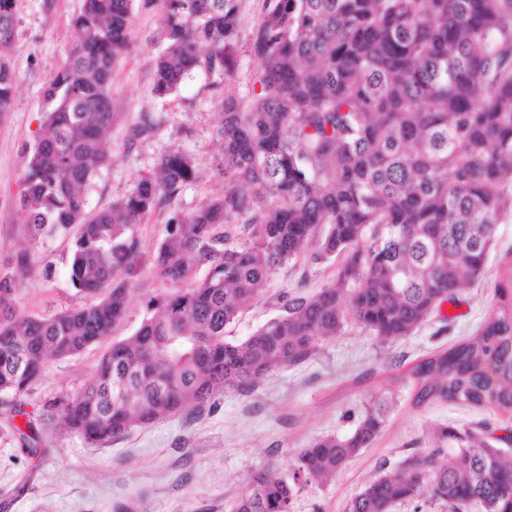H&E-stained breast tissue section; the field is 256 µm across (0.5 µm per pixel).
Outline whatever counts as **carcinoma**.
Wrapping results in <instances>:
<instances>
[{
	"label": "carcinoma",
	"instance_id": "obj_1",
	"mask_svg": "<svg viewBox=\"0 0 512 512\" xmlns=\"http://www.w3.org/2000/svg\"><path fill=\"white\" fill-rule=\"evenodd\" d=\"M132 2L84 0L23 165L25 231L36 241L77 228L70 281L101 298L17 319L15 281L33 254L0 271V393L26 391L47 362L79 354L125 319L138 225L196 179L190 154L173 150L128 194L87 210L86 190L108 163L112 72L130 45ZM162 5L155 93L177 92L197 71L233 79L239 0ZM15 38V0H0V112L15 92ZM247 52L258 68L243 94L224 98L216 131L224 193L173 215L153 253L171 291L148 300L133 336L112 344L85 388L52 404L58 424L91 445L254 387L350 323L384 341L413 334L484 277L496 226L512 212V0H263ZM156 126L146 113L131 138ZM240 219L246 238L233 243L228 228ZM311 245L315 261L341 258L336 279L288 295L284 314L244 342L225 340L224 327L274 271ZM495 297L474 341L410 368L415 406L512 417V264ZM386 412L377 400L351 434L314 439L288 476H259L231 512H292L303 487L334 477L375 441ZM431 441L346 512H391L400 501L512 512V456L502 453L511 434L441 424Z\"/></svg>",
	"mask_w": 512,
	"mask_h": 512
}]
</instances>
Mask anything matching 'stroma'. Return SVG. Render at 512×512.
Instances as JSON below:
<instances>
[{
    "mask_svg": "<svg viewBox=\"0 0 512 512\" xmlns=\"http://www.w3.org/2000/svg\"><path fill=\"white\" fill-rule=\"evenodd\" d=\"M83 0H16L17 33L10 54L16 92L0 113V269L11 268L18 249L34 253L30 270L17 282L15 314L46 316L97 302L69 280V242L55 236L29 243L19 214L22 151L33 147L43 120L42 90L64 63L74 39L72 22ZM262 10V0H240L239 67L228 84L196 73L177 93L162 97L154 87L160 0H134L130 46L112 75L114 119L106 143L108 165L94 178L87 207L103 209L128 194L159 157L179 149L194 159L197 178L157 208L138 226L140 269L130 281L125 320L109 338L78 355L51 360L44 374L22 395L0 393V512H230L254 478L264 472L288 475L298 452L317 436L349 433L363 407L385 397L391 408L377 439L337 472L332 481L312 485L293 500L292 512H344L347 501L379 474L406 457L425 454L432 425L503 428L507 417L484 409L412 403L408 369L423 356L474 340L496 298L494 285L512 255V215L498 226L485 276L440 317L413 335L381 341L347 325L340 335L319 342L301 362L285 364L246 391L215 395L202 412L177 414L133 427L103 447L60 429L48 413L55 399L74 396L94 376L112 343L134 334L147 313L146 303L170 285L151 264L152 253L173 214H187L221 192L215 170L214 133L225 91L242 92L258 64L247 47ZM160 121L143 140L129 139L143 114ZM336 275L335 261L310 256L277 269L262 293L224 329L242 342L282 314L286 294H312ZM30 426L36 452H29L18 430Z\"/></svg>",
    "mask_w": 512,
    "mask_h": 512,
    "instance_id": "1",
    "label": "stroma"
}]
</instances>
